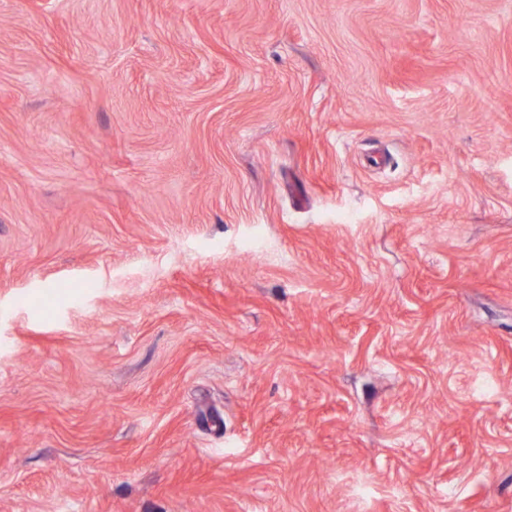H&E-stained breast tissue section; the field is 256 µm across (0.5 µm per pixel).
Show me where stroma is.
<instances>
[{"mask_svg":"<svg viewBox=\"0 0 512 512\" xmlns=\"http://www.w3.org/2000/svg\"><path fill=\"white\" fill-rule=\"evenodd\" d=\"M0 512H512V0H0Z\"/></svg>","mask_w":512,"mask_h":512,"instance_id":"obj_1","label":"stroma"}]
</instances>
